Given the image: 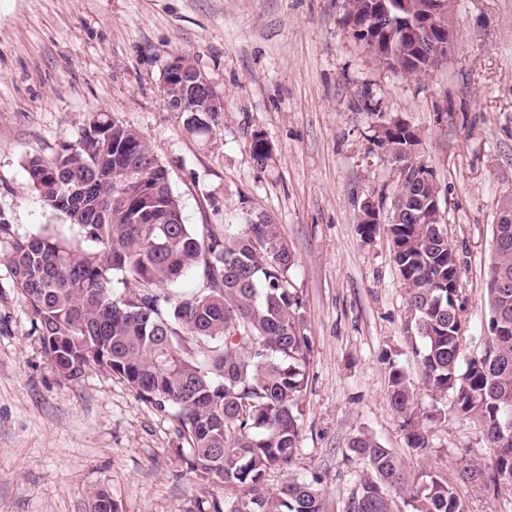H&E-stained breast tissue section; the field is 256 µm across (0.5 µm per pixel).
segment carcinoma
I'll use <instances>...</instances> for the list:
<instances>
[{
	"label": "carcinoma",
	"mask_w": 512,
	"mask_h": 512,
	"mask_svg": "<svg viewBox=\"0 0 512 512\" xmlns=\"http://www.w3.org/2000/svg\"><path fill=\"white\" fill-rule=\"evenodd\" d=\"M348 4L349 20L360 14L374 22L367 0ZM359 41L396 73L425 74L440 64L395 23L390 47ZM220 119L190 117L186 132L206 144ZM80 133L78 145L65 142L51 159L32 155L24 163L32 189L77 236L44 228L15 237L0 224V257L31 307L53 369L69 381L95 368L111 372L174 417L190 471L243 492L231 512H323L310 482L289 477L275 493L265 491L268 473L287 466L297 448L309 352L290 277L295 255L280 225L252 211L234 232L229 224H187L169 169L141 132L94 112ZM376 138L397 164L400 193L425 202L439 194L437 183L421 178L416 130L392 120ZM251 154L261 168L272 160L260 133ZM123 169L134 178L112 183V171ZM419 214L412 206L402 223L387 225L406 287L405 333L423 387L452 400L447 410L418 413L413 384L393 363L388 397L414 450L427 447L423 423L450 414L473 419L494 453L487 465L464 467L462 480L512 491V287H502L512 284V223L494 225L487 334L462 369L458 257L440 225L430 223L432 214L424 213L427 224ZM186 277L195 288L175 295L170 286ZM349 448L372 474L347 512H392L390 492L406 490L397 458L365 433ZM407 505L412 512H464L455 487L432 474L409 490Z\"/></svg>",
	"instance_id": "cac0c4a2"
}]
</instances>
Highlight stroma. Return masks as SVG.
Here are the masks:
<instances>
[{
	"mask_svg": "<svg viewBox=\"0 0 512 512\" xmlns=\"http://www.w3.org/2000/svg\"><path fill=\"white\" fill-rule=\"evenodd\" d=\"M455 54L419 76L386 68L352 35L347 0H0V222L24 237L70 228L30 187L27 155L52 156L92 112L140 131L171 172L189 224L271 214L296 256L291 273L310 341L298 447L271 472L314 482L324 512H346L367 474L349 443L390 448L410 481L454 484L466 512H512V492L461 482L493 450L477 423L449 417L409 447L387 393L390 366L417 379L405 289L385 228L357 232L363 205L388 216L398 174L375 141L400 120L422 139L443 229L460 264L461 349H481L493 226L512 197V0H452ZM187 54L224 97L209 144L169 111L162 79ZM373 110H365L364 101ZM272 147L266 168L253 134ZM177 422L121 377L79 381L51 366L33 315L0 259V512H90L106 490L121 512H230L222 487L178 456Z\"/></svg>",
	"mask_w": 512,
	"mask_h": 512,
	"instance_id": "1",
	"label": "stroma"
}]
</instances>
